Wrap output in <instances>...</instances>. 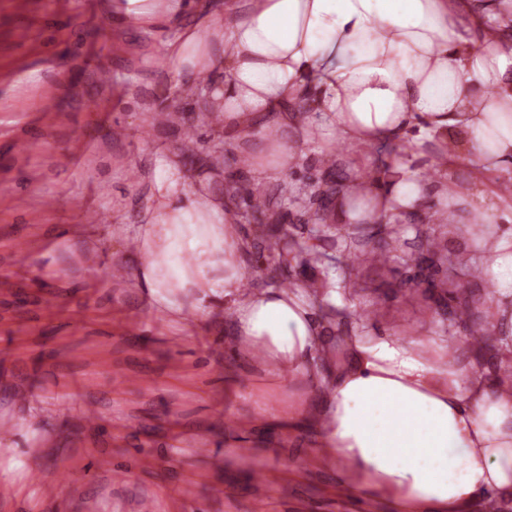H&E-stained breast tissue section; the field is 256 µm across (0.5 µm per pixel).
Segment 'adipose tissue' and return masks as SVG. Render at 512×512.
<instances>
[{
	"label": "adipose tissue",
	"mask_w": 512,
	"mask_h": 512,
	"mask_svg": "<svg viewBox=\"0 0 512 512\" xmlns=\"http://www.w3.org/2000/svg\"><path fill=\"white\" fill-rule=\"evenodd\" d=\"M166 52L186 93L205 90L234 143L249 144L254 184L285 178L311 145L326 157L332 140L345 143L339 223H353L362 195L427 224L493 198L499 221L477 229L493 258L482 275L496 285L487 333L512 337V0H225ZM377 148L391 151L394 177L366 178ZM419 155L439 160L436 176L412 169ZM239 224L231 194L196 187L177 156L161 159L135 234L154 302L178 314L189 292L204 318L221 298L241 349L307 379L318 458L351 496L395 512L512 501V390L393 335L348 340L351 365L311 380L325 354L313 304L298 286L245 290Z\"/></svg>",
	"instance_id": "obj_1"
}]
</instances>
